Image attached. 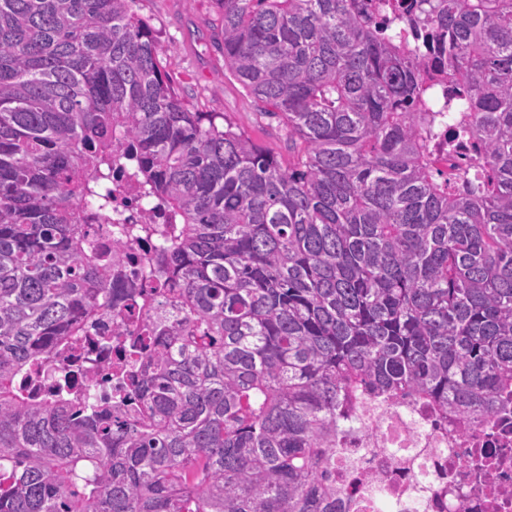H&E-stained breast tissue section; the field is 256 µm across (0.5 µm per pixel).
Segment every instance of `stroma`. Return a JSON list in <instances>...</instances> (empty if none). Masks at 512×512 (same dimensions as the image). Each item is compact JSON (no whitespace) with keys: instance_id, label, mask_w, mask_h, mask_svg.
<instances>
[{"instance_id":"stroma-1","label":"stroma","mask_w":512,"mask_h":512,"mask_svg":"<svg viewBox=\"0 0 512 512\" xmlns=\"http://www.w3.org/2000/svg\"><path fill=\"white\" fill-rule=\"evenodd\" d=\"M135 9L147 19L163 49L169 82L189 108L224 113L260 146L287 160L288 143L278 119L261 116V102L224 69L215 0H137Z\"/></svg>"}]
</instances>
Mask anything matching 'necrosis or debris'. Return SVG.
I'll list each match as a JSON object with an SVG mask.
<instances>
[{"instance_id":"4bbe7bcc","label":"necrosis or debris","mask_w":512,"mask_h":512,"mask_svg":"<svg viewBox=\"0 0 512 512\" xmlns=\"http://www.w3.org/2000/svg\"><path fill=\"white\" fill-rule=\"evenodd\" d=\"M153 200L123 187L112 201V221L88 230L91 244L111 258L123 246L116 292L141 288V271L161 256L154 240L134 241V226L157 223ZM79 358L85 401L112 382V355L103 339L133 328L109 310L88 325ZM336 496L344 512H512V395L481 421L441 418L413 396L362 400L336 436Z\"/></svg>"}]
</instances>
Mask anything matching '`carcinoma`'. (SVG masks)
<instances>
[{"label": "carcinoma", "mask_w": 512, "mask_h": 512, "mask_svg": "<svg viewBox=\"0 0 512 512\" xmlns=\"http://www.w3.org/2000/svg\"><path fill=\"white\" fill-rule=\"evenodd\" d=\"M137 0H0V512H336V423L366 393L443 416L512 392V0H216L224 70L288 165L193 112ZM466 105L443 140L430 89ZM129 181L167 216L142 339L82 413L20 380L114 307L87 229Z\"/></svg>", "instance_id": "carcinoma-1"}]
</instances>
